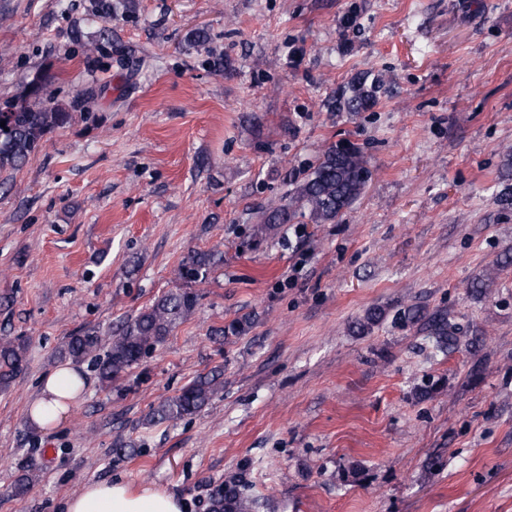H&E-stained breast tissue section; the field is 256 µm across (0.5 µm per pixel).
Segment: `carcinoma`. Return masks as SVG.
Wrapping results in <instances>:
<instances>
[{"label":"carcinoma","instance_id":"carcinoma-1","mask_svg":"<svg viewBox=\"0 0 512 512\" xmlns=\"http://www.w3.org/2000/svg\"><path fill=\"white\" fill-rule=\"evenodd\" d=\"M128 9L127 0H90L93 17L102 22L112 14ZM28 88L22 96L5 103L0 111V169L15 168L41 145L44 137L69 123L71 113L54 103L47 84ZM383 87L378 76L363 73L355 76L336 94V111L363 112L376 101ZM367 159L357 146L334 144L323 152L318 163L288 194V201L264 219L269 227L280 224H325L336 220L362 193L366 180ZM214 256L194 255L179 270V278L187 283L204 280ZM197 304V295L189 288L170 291L137 315L117 326L110 336L105 355H100L102 338L91 328L68 338L60 355L75 362L87 359L97 362L102 384L118 382L157 346L163 344L173 330L186 321ZM434 347L448 353L458 344L460 328L448 317L436 314L429 320ZM26 364V341L21 336L0 337V388L7 389L22 373ZM223 390L219 376L196 379L152 412L155 422H176L200 412ZM264 502L245 490L239 479H229L212 490L208 512H260Z\"/></svg>","mask_w":512,"mask_h":512}]
</instances>
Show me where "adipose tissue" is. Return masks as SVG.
Instances as JSON below:
<instances>
[{
	"label": "adipose tissue",
	"mask_w": 512,
	"mask_h": 512,
	"mask_svg": "<svg viewBox=\"0 0 512 512\" xmlns=\"http://www.w3.org/2000/svg\"><path fill=\"white\" fill-rule=\"evenodd\" d=\"M84 381L70 363L60 364L41 380L39 395L28 410L38 428H55L79 400ZM184 500L154 487L133 490L124 481H92L62 503V512H183Z\"/></svg>",
	"instance_id": "obj_1"
}]
</instances>
